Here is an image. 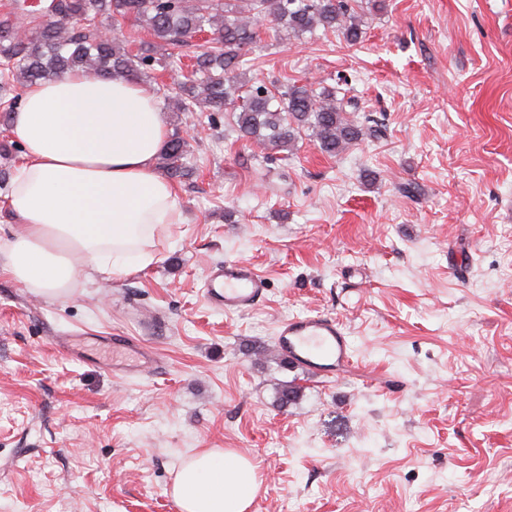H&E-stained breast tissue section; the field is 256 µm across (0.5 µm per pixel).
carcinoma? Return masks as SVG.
I'll use <instances>...</instances> for the list:
<instances>
[{
    "label": "carcinoma",
    "mask_w": 512,
    "mask_h": 512,
    "mask_svg": "<svg viewBox=\"0 0 512 512\" xmlns=\"http://www.w3.org/2000/svg\"><path fill=\"white\" fill-rule=\"evenodd\" d=\"M262 16L275 31L298 36L317 28L339 30L349 43L363 34L348 0H50L35 12L25 3L0 14V97L13 108L14 85L28 87L71 71L135 81L157 64L173 65L171 49L199 32L212 39L198 46L187 71L172 84L153 89L178 112H222L232 107L239 138L290 152L307 132L321 152L335 156L372 135L373 129L346 117L345 98L334 88L292 83L276 93L248 86L245 47L256 42ZM134 19L151 40L137 53L105 35L112 23ZM167 176L179 181L193 173L189 143L176 129L160 158Z\"/></svg>",
    "instance_id": "1"
}]
</instances>
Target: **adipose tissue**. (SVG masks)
<instances>
[{"instance_id": "1", "label": "adipose tissue", "mask_w": 512, "mask_h": 512, "mask_svg": "<svg viewBox=\"0 0 512 512\" xmlns=\"http://www.w3.org/2000/svg\"><path fill=\"white\" fill-rule=\"evenodd\" d=\"M10 131L24 161L8 195L19 224L0 242V273L58 298L76 260L108 275L154 262L155 240L180 213L155 170L167 131L152 90L67 74L25 88ZM261 483L247 457L202 450L180 468L173 496L181 512H247Z\"/></svg>"}]
</instances>
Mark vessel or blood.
Listing matches in <instances>:
<instances>
[{
  "mask_svg": "<svg viewBox=\"0 0 512 512\" xmlns=\"http://www.w3.org/2000/svg\"><path fill=\"white\" fill-rule=\"evenodd\" d=\"M266 281L244 260L225 262L209 274L206 296L211 306L244 312L262 298ZM276 345L295 363L320 376L345 370L351 359L347 336L335 319L307 316L281 322Z\"/></svg>",
  "mask_w": 512,
  "mask_h": 512,
  "instance_id": "1",
  "label": "vessel or blood"
}]
</instances>
